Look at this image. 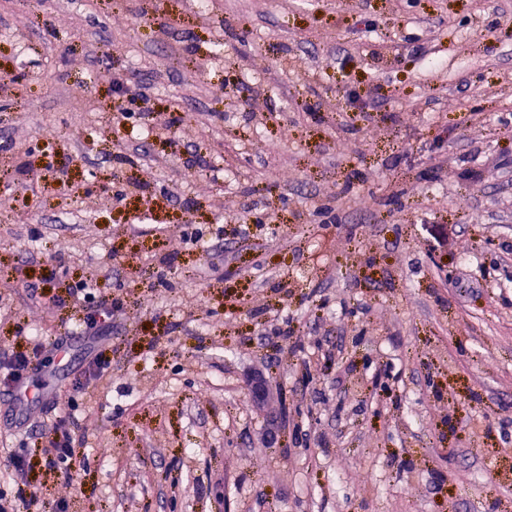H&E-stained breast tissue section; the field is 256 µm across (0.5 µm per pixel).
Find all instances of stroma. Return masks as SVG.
Instances as JSON below:
<instances>
[{
  "mask_svg": "<svg viewBox=\"0 0 512 512\" xmlns=\"http://www.w3.org/2000/svg\"><path fill=\"white\" fill-rule=\"evenodd\" d=\"M0 69V359L65 348L0 442L48 500L512 512V0H0ZM72 398L67 483L35 447Z\"/></svg>",
  "mask_w": 512,
  "mask_h": 512,
  "instance_id": "stroma-1",
  "label": "stroma"
}]
</instances>
